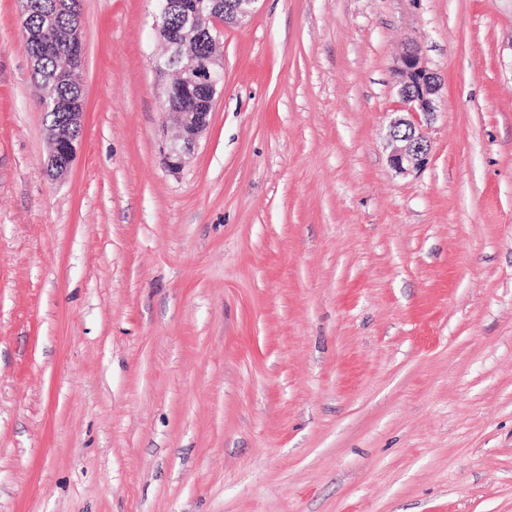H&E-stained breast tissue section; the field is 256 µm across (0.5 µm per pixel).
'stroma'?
<instances>
[{"instance_id":"35a3bbf8","label":"stroma","mask_w":512,"mask_h":512,"mask_svg":"<svg viewBox=\"0 0 512 512\" xmlns=\"http://www.w3.org/2000/svg\"><path fill=\"white\" fill-rule=\"evenodd\" d=\"M157 19L81 0L57 180L0 0V512H512V0H259L178 171ZM399 101L392 112L388 135L400 142L389 155L390 165L400 174L422 167L427 159L429 144L421 131L436 111V99L441 90L437 73L429 69L414 48H408L394 67Z\"/></svg>"}]
</instances>
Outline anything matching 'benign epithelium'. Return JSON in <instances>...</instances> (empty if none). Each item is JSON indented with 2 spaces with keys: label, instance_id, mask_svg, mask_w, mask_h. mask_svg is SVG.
<instances>
[{
  "label": "benign epithelium",
  "instance_id": "obj_1",
  "mask_svg": "<svg viewBox=\"0 0 512 512\" xmlns=\"http://www.w3.org/2000/svg\"><path fill=\"white\" fill-rule=\"evenodd\" d=\"M159 32L167 45L166 53L152 62L161 79L163 109L173 115L181 127L183 145L166 155L171 170H179L209 123L215 95L224 83V59L214 51L218 38L214 31L221 25L236 24L250 15L258 0H157ZM73 34L69 53L56 73L59 82H71L85 64V46L81 36L80 6H73ZM399 101L388 135L398 143L389 155L390 165L400 174L422 167L429 144L421 131L423 123L436 111L441 90L437 73L429 69L418 52L410 47L394 67ZM197 97V111H174L172 88ZM84 96L70 100L54 99L45 106L62 112L67 123L46 125L50 144L48 169L52 177L66 176L74 162V132L83 129Z\"/></svg>",
  "mask_w": 512,
  "mask_h": 512
}]
</instances>
